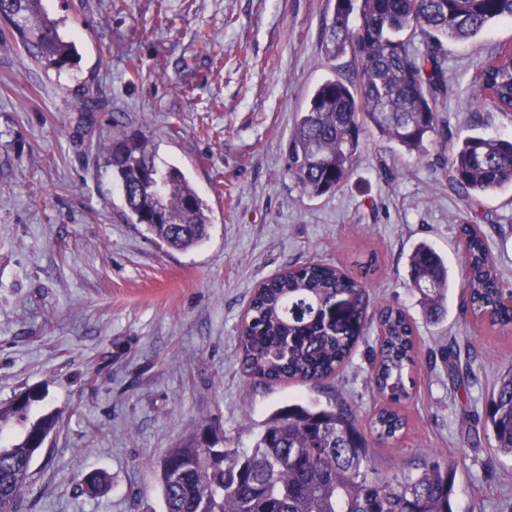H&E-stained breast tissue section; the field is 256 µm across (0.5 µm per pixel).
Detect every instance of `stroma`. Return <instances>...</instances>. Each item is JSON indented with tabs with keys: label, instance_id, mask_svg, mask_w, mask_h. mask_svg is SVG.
<instances>
[{
	"label": "stroma",
	"instance_id": "35a3bbf8",
	"mask_svg": "<svg viewBox=\"0 0 512 512\" xmlns=\"http://www.w3.org/2000/svg\"><path fill=\"white\" fill-rule=\"evenodd\" d=\"M77 45L76 66L44 72L0 23V404L37 391L36 415L60 426L31 465L22 512H163L158 466L202 426L250 448L291 399L345 404L367 424L382 400L369 383L373 322L339 374L320 384L248 378L238 332L254 289L310 261L347 272L376 254L373 302L417 327V386L408 427L373 448L370 475L391 479L416 458L457 468L454 512H512V463L465 411L484 413L512 366V334L462 311L457 224L481 225L512 286V191L466 198L448 178V147L419 159L365 133L344 185L319 198L288 177L295 115L331 76L321 28L333 0H44ZM512 43L503 21L448 44L453 135L512 136V113L477 97L476 65ZM93 84L106 106L86 123L73 91ZM146 131L159 165L179 167L210 210L207 238L167 250L124 210L96 147ZM422 242L448 262L447 312L429 321L408 274ZM460 350L464 378L443 357ZM104 473L105 491H78Z\"/></svg>",
	"mask_w": 512,
	"mask_h": 512
}]
</instances>
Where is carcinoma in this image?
Returning <instances> with one entry per match:
<instances>
[{
    "mask_svg": "<svg viewBox=\"0 0 512 512\" xmlns=\"http://www.w3.org/2000/svg\"><path fill=\"white\" fill-rule=\"evenodd\" d=\"M512 19V0H335L322 23L323 52L330 60L349 56V74L316 86L296 113L284 147L288 177L310 197L339 190L357 161L363 134H378L409 153L451 140L439 107L451 87L445 68L448 41H468L496 22ZM0 21L44 71L59 72L77 55L49 16L43 0H0ZM512 45L479 65L478 90L512 112ZM88 120L102 108L89 84L75 91ZM120 182L123 202L136 223L159 245L184 250L201 243L210 224L208 208L176 166L156 163L151 140L141 130L124 132L97 150ZM449 179L468 194L512 188V137L470 134L452 144ZM464 252L463 286L474 313L500 331L512 330V304L504 300L497 263L480 225H458ZM412 283L424 295L431 318L442 314L448 268L429 244L409 257ZM354 296L362 309L365 284L338 267L309 262L276 275L254 290L239 330L245 372L269 383H317L337 374L361 335V326L331 334L318 321H296L291 304H319ZM378 351L371 382L387 399L368 429L347 405L321 407L290 401L256 436L249 451L220 448L210 426L179 439L160 463L164 512H453L455 468L423 458L401 478L369 476L372 444L396 440L407 418L396 405L414 385L416 326L396 305L378 310ZM20 441L3 442L10 424ZM54 415L32 416L23 392L0 405V512H22L35 448L56 429ZM484 430L496 463L512 459V368L502 374L486 406Z\"/></svg>",
    "mask_w": 512,
    "mask_h": 512,
    "instance_id": "1",
    "label": "carcinoma"
}]
</instances>
